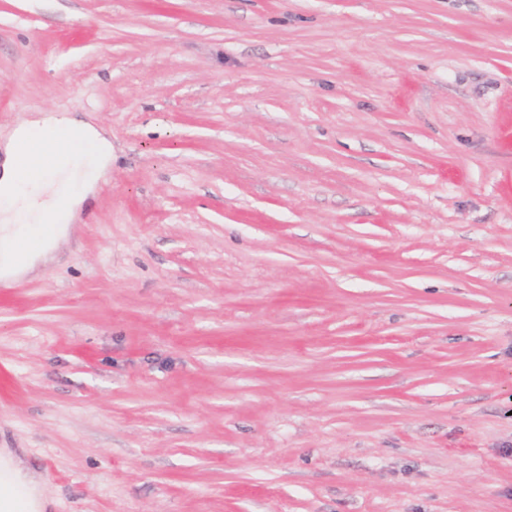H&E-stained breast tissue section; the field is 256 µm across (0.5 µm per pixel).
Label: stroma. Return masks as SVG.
<instances>
[{"label":"stroma","instance_id":"1","mask_svg":"<svg viewBox=\"0 0 512 512\" xmlns=\"http://www.w3.org/2000/svg\"><path fill=\"white\" fill-rule=\"evenodd\" d=\"M112 167L0 281L48 512H512V0H0V141Z\"/></svg>","mask_w":512,"mask_h":512}]
</instances>
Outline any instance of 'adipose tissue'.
<instances>
[{
    "instance_id": "adipose-tissue-1",
    "label": "adipose tissue",
    "mask_w": 512,
    "mask_h": 512,
    "mask_svg": "<svg viewBox=\"0 0 512 512\" xmlns=\"http://www.w3.org/2000/svg\"><path fill=\"white\" fill-rule=\"evenodd\" d=\"M53 158V166L38 177L22 175L24 164ZM112 160V145L97 128L49 112L21 121L0 146V276L35 273L52 260L67 239L83 203ZM79 191H71V184ZM39 224L52 233L33 250L16 248L19 237ZM0 482L26 494L29 512H46L47 501L31 472L18 466L9 451H0Z\"/></svg>"
}]
</instances>
